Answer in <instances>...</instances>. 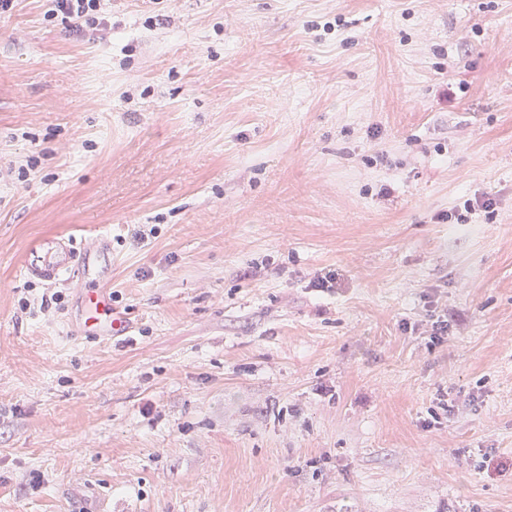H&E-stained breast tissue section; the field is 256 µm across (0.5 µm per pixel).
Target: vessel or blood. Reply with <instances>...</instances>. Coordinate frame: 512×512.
I'll return each instance as SVG.
<instances>
[{
    "label": "vessel or blood",
    "instance_id": "vessel-or-blood-1",
    "mask_svg": "<svg viewBox=\"0 0 512 512\" xmlns=\"http://www.w3.org/2000/svg\"><path fill=\"white\" fill-rule=\"evenodd\" d=\"M90 249H78L74 238L64 235L43 237L29 245L24 253L23 273L26 277L52 281L65 273L79 280L95 276L90 262ZM84 317L76 327L81 336H120L129 330L126 317L112 308V284L99 281L96 288L83 294Z\"/></svg>",
    "mask_w": 512,
    "mask_h": 512
}]
</instances>
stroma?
<instances>
[{
    "label": "stroma",
    "instance_id": "stroma-1",
    "mask_svg": "<svg viewBox=\"0 0 512 512\" xmlns=\"http://www.w3.org/2000/svg\"><path fill=\"white\" fill-rule=\"evenodd\" d=\"M50 6L0 17V512H512V0ZM56 233L127 335L24 276ZM50 17L58 19L69 34L85 38L108 27L101 0H52Z\"/></svg>",
    "mask_w": 512,
    "mask_h": 512
}]
</instances>
